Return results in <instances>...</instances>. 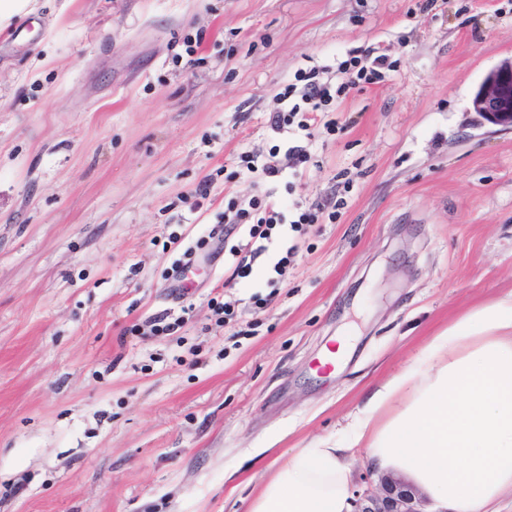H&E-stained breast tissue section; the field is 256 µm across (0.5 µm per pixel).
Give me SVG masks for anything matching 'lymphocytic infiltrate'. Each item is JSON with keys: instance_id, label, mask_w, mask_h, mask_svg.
Returning <instances> with one entry per match:
<instances>
[{"instance_id": "lymphocytic-infiltrate-1", "label": "lymphocytic infiltrate", "mask_w": 512, "mask_h": 512, "mask_svg": "<svg viewBox=\"0 0 512 512\" xmlns=\"http://www.w3.org/2000/svg\"><path fill=\"white\" fill-rule=\"evenodd\" d=\"M394 66L386 49L378 46L340 62L337 70L342 79L338 82L326 77L321 68L297 71L293 81L279 93L276 107L268 114V124L277 133L290 127L297 129L298 137L289 142L283 160L268 161L260 168L255 166L251 154H244L242 160L246 173L259 170L265 176L277 177L286 171L288 164L307 163L310 155L304 142L312 138L316 125H323L330 135L341 131L337 123L319 122V114L327 112L333 102L346 98L358 86L378 83ZM317 221V213L308 209L291 212L288 201L273 195L265 203L252 202L248 207L237 209L234 217L224 225L225 235L234 234L240 238L239 244L230 250L237 259L233 278L249 280L253 270L251 260L266 252V243L271 240L273 230L287 226L295 231L300 225Z\"/></svg>"}]
</instances>
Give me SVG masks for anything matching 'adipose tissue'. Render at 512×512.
<instances>
[{"mask_svg":"<svg viewBox=\"0 0 512 512\" xmlns=\"http://www.w3.org/2000/svg\"><path fill=\"white\" fill-rule=\"evenodd\" d=\"M428 357L421 381L401 375L375 390L347 440L278 466L250 512H350L355 448L449 512H481L512 491V293L435 336Z\"/></svg>","mask_w":512,"mask_h":512,"instance_id":"obj_1","label":"adipose tissue"}]
</instances>
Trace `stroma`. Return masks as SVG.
Here are the masks:
<instances>
[{
    "label": "stroma",
    "mask_w": 512,
    "mask_h": 512,
    "mask_svg": "<svg viewBox=\"0 0 512 512\" xmlns=\"http://www.w3.org/2000/svg\"><path fill=\"white\" fill-rule=\"evenodd\" d=\"M420 2L31 0L0 25V512H248L512 292V130L470 105L512 59V0ZM377 45L397 68L337 103L346 131L243 175L287 148L267 117L298 69ZM270 191L346 205L290 233L287 280L270 251L260 288L228 285L208 232ZM294 140L290 142L288 140V148L284 152V158L286 163L281 160H269L262 166V172L266 177H279L285 172L290 166L288 164H305L310 159V154L306 149V146L302 145V136L293 134Z\"/></svg>",
    "instance_id": "1"
}]
</instances>
